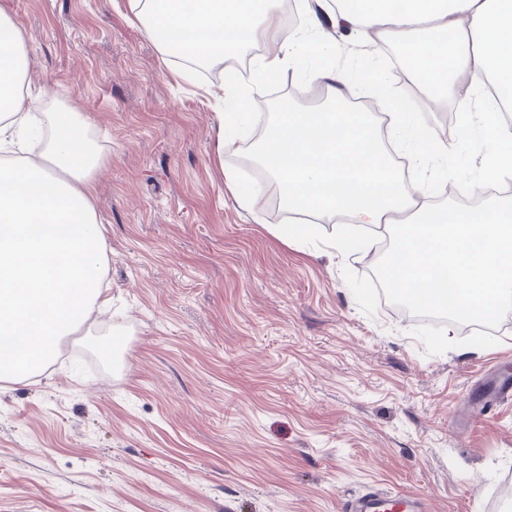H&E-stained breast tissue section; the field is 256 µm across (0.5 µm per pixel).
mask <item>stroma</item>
Listing matches in <instances>:
<instances>
[{
	"label": "stroma",
	"mask_w": 512,
	"mask_h": 512,
	"mask_svg": "<svg viewBox=\"0 0 512 512\" xmlns=\"http://www.w3.org/2000/svg\"><path fill=\"white\" fill-rule=\"evenodd\" d=\"M24 33L33 112L87 117L101 150L95 215L112 320H90L59 362L0 383V512H343L387 488L430 512H512V403L465 399L512 354V317L484 333L426 323L380 295L391 229L292 224L250 193L237 138L216 163L214 114L232 66L164 54L127 0H0ZM243 67L242 77H249ZM482 150L448 161L474 176ZM346 239L345 253L327 249ZM472 420L464 432L453 414Z\"/></svg>",
	"instance_id": "1"
}]
</instances>
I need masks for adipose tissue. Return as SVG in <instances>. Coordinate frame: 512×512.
<instances>
[{
  "instance_id": "obj_1",
  "label": "adipose tissue",
  "mask_w": 512,
  "mask_h": 512,
  "mask_svg": "<svg viewBox=\"0 0 512 512\" xmlns=\"http://www.w3.org/2000/svg\"><path fill=\"white\" fill-rule=\"evenodd\" d=\"M128 0L145 19L144 33L160 39L165 54L198 64H220L244 43H272L257 77L291 72L325 101L274 112L253 159L267 174L246 209L277 196L292 214L313 213L339 224H395L399 236L381 261L410 302L435 305L469 319L512 299V196L479 207L432 204L419 186H405L391 164L401 151L432 178L470 137L480 112L484 129L496 127L489 88L512 90V0H299L302 22L260 25L252 0ZM349 32L368 61L386 47L408 55L412 82L427 107L453 102L458 140L429 139L412 113L393 112L380 130L369 112L343 110L351 86L337 61L338 31ZM23 33L0 9V150L21 153L32 135L30 109L17 67ZM234 109L215 115L214 155L223 160L233 130L246 125L257 100L239 82ZM49 132L40 162L0 163V382L40 375L57 354L61 336L88 322L103 302V233L96 221L88 124L74 112H44Z\"/></svg>"
}]
</instances>
